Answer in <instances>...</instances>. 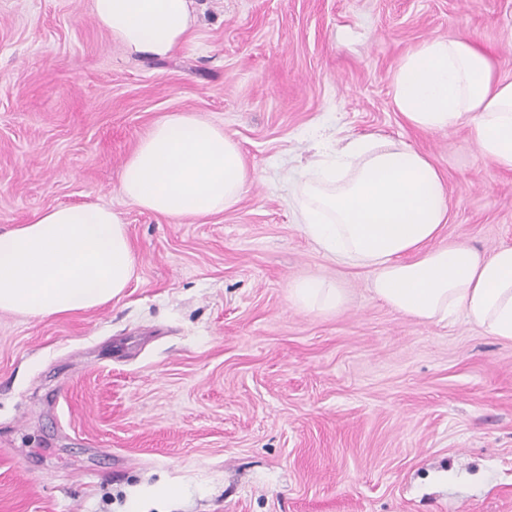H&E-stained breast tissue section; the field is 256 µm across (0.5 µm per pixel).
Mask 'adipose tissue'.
Masks as SVG:
<instances>
[{"label":"adipose tissue","instance_id":"obj_1","mask_svg":"<svg viewBox=\"0 0 512 512\" xmlns=\"http://www.w3.org/2000/svg\"><path fill=\"white\" fill-rule=\"evenodd\" d=\"M96 24L130 55L170 56L189 38L195 0H92ZM406 125L425 132L466 124L481 155L512 171V81L466 37L420 43L391 76ZM319 160L291 194L304 234L330 260L362 267L374 296L403 315L431 322L462 316L512 340V245L488 255L435 246L448 222L447 182L425 153L370 134L343 146L317 142ZM256 177L222 126L188 113L156 121L118 175L137 208L176 221L233 209ZM136 255L120 217L87 204L58 206L0 232V311L34 317L92 310L132 281ZM292 303L333 312L343 302L324 278L296 281Z\"/></svg>","mask_w":512,"mask_h":512}]
</instances>
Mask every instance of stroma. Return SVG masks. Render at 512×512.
Instances as JSON below:
<instances>
[{
  "mask_svg": "<svg viewBox=\"0 0 512 512\" xmlns=\"http://www.w3.org/2000/svg\"><path fill=\"white\" fill-rule=\"evenodd\" d=\"M195 4L188 42L141 60L90 0H0V232L104 204L137 258L99 308L0 312V512H512V341L392 310L288 204L316 124L401 137L447 178L437 246L512 244V172L469 127H407L390 89L406 53L456 30L512 80V0ZM174 112L222 125L256 170L236 209L177 222L120 195ZM315 276L339 310L292 304Z\"/></svg>",
  "mask_w": 512,
  "mask_h": 512,
  "instance_id": "stroma-1",
  "label": "stroma"
}]
</instances>
